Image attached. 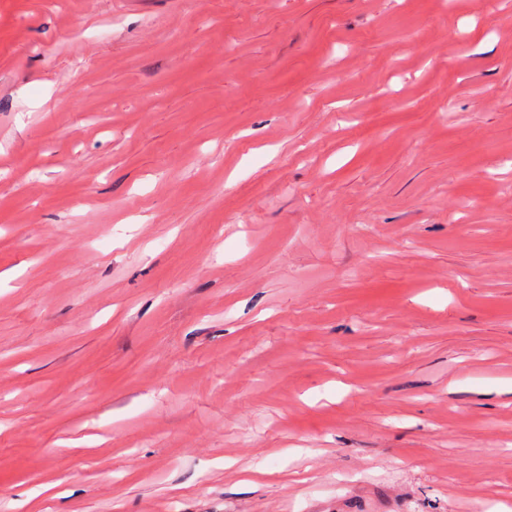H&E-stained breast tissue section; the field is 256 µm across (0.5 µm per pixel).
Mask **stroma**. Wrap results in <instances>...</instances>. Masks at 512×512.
Here are the masks:
<instances>
[{"instance_id": "35a3bbf8", "label": "stroma", "mask_w": 512, "mask_h": 512, "mask_svg": "<svg viewBox=\"0 0 512 512\" xmlns=\"http://www.w3.org/2000/svg\"><path fill=\"white\" fill-rule=\"evenodd\" d=\"M512 506V0H0V512Z\"/></svg>"}]
</instances>
